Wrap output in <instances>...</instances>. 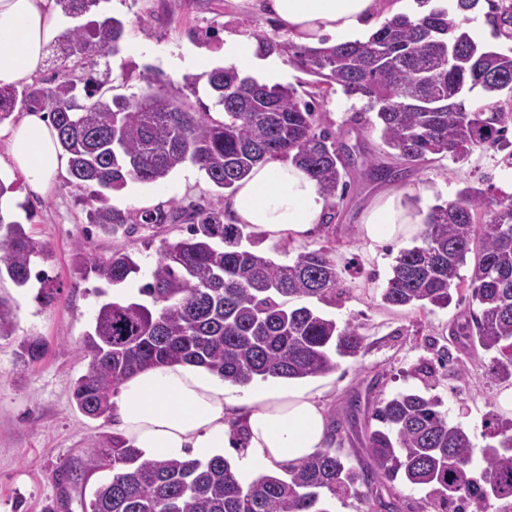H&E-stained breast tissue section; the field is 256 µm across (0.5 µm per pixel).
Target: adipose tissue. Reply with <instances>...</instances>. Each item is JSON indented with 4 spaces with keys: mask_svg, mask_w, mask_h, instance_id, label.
Here are the masks:
<instances>
[{
    "mask_svg": "<svg viewBox=\"0 0 512 512\" xmlns=\"http://www.w3.org/2000/svg\"><path fill=\"white\" fill-rule=\"evenodd\" d=\"M277 19L293 41L321 46L323 40L366 39L382 0H247ZM60 26L54 0H0V84L33 80L44 65L46 48ZM226 65L271 71L277 62L261 57L255 42L229 39ZM7 144L8 171L19 172L30 191L44 195L65 165L57 133L40 113L0 126ZM328 206L316 181L292 162L255 166L224 200L227 221L253 225L260 235L310 237ZM427 214L405 191L389 189L367 207L362 236L371 248L413 238ZM118 432L151 459L187 453L211 455L246 449L241 472L299 464L328 441L324 406L312 387L228 389L204 367L165 365L128 378L113 399Z\"/></svg>",
    "mask_w": 512,
    "mask_h": 512,
    "instance_id": "adipose-tissue-1",
    "label": "adipose tissue"
}]
</instances>
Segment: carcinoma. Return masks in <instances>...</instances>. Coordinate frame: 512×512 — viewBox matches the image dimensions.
Listing matches in <instances>:
<instances>
[{"instance_id": "1", "label": "carcinoma", "mask_w": 512, "mask_h": 512, "mask_svg": "<svg viewBox=\"0 0 512 512\" xmlns=\"http://www.w3.org/2000/svg\"><path fill=\"white\" fill-rule=\"evenodd\" d=\"M61 11L82 16L102 0H55ZM470 0L447 7L416 0L421 11L385 19L364 41L324 48L283 43L297 66L316 77L317 87H336L363 99L375 113L383 157L356 167L345 146L324 127L315 101L291 84H268L216 67L207 83L219 107L194 112L180 95L153 88L165 106L149 109L144 93L108 97L102 88L110 68L96 74L99 59L118 50L124 24L113 17L63 30L55 40L61 66L74 58L85 75L47 84L34 80L20 88L0 86V123L14 112H44L67 156V186L89 206L87 219L104 235L133 236L142 226L184 221L190 236L162 243L149 281L140 293L151 305L112 301L94 316L92 331L78 344L89 360L73 385L78 410L92 419L109 418L112 397L136 372L169 364H196L232 385L260 379L299 380L336 371L337 358H356L364 348L359 326H340L308 306L288 307L292 298L319 300L340 290L335 247L304 249L287 262L258 250V234L247 224H226L224 213L202 207H162L138 218L104 202V192L128 181L154 185L189 162L217 188L231 192L257 164L292 161L328 198L345 195L351 175L395 182L433 156L466 162L479 148L502 153L512 169V52L496 51L467 30ZM486 21L497 38L512 40V0H485ZM457 41V60L448 61V42ZM83 86H78V83ZM476 91L470 100L466 94ZM474 263L468 284L471 300L452 343L461 351L477 347L492 354L493 374L512 381V192L467 183L455 198L430 209L422 244L399 252L381 293L397 307H447L468 255ZM49 258L46 245L0 211V270L19 287L31 278L36 261ZM73 271L109 285L139 274L126 248L94 254L86 242L72 252ZM17 314L0 295V338L15 332ZM19 356L35 361L45 343L28 338ZM440 402L417 392L362 406L351 395L332 421L330 441L286 476L261 474L242 485L231 461L221 454L148 460L118 432L94 443L83 472L110 467L112 478L94 493L90 512H331L330 500L358 493L373 512H402L382 489L400 478L428 489L429 503L446 512L458 501L462 512H512V423H484L487 445L474 464L470 433L448 421ZM381 427L363 443L366 462L347 464L337 436L358 414Z\"/></svg>"}]
</instances>
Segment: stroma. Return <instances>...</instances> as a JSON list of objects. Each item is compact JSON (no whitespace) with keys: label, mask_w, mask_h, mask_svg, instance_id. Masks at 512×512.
I'll list each match as a JSON object with an SVG mask.
<instances>
[{"label":"stroma","mask_w":512,"mask_h":512,"mask_svg":"<svg viewBox=\"0 0 512 512\" xmlns=\"http://www.w3.org/2000/svg\"><path fill=\"white\" fill-rule=\"evenodd\" d=\"M88 17H115L125 25L118 52L108 58L113 94L128 96L161 78L179 87L186 106L196 111L214 105L206 80L198 79L192 90L184 86V76H196L197 56H207L214 68L224 63L227 38L252 40L260 34L277 43L290 40L273 18L241 6L238 0H101ZM319 105L323 125L339 144L380 154L381 140L368 124L370 114L363 100L325 89ZM483 177L499 187L512 184V172L504 170L500 155L477 150L464 164L446 157L433 159L400 181L399 187L428 209L454 199L465 183ZM66 179V174H59L44 196L20 190L12 195L14 219L50 250V259L37 262L35 268L60 293L55 305L45 307L37 299V280L21 288L10 279L0 280V293L13 297L18 315L14 336L0 339V512H45L63 495L68 505L62 512H89L93 490L111 478V470L95 471L75 483L55 481L62 467L81 469L95 436L113 429L112 422L88 418L73 403L72 384L87 370L77 345L103 303L140 300L139 288L148 280L162 241L187 235L182 224L145 227L130 240L102 235L88 223L87 207L67 187ZM383 188L380 182L352 180L345 197L328 207L332 223L292 244L299 251L334 241L344 291L322 301L309 298L305 304L337 323L355 322L364 338L357 358L341 360L336 372L321 377L322 401L332 416L341 413L355 393L373 401L404 391L437 397L449 421L471 433L473 457L481 459L486 445L484 418L512 420V410L503 409L498 401L504 384L491 376L490 358L481 350L463 355L465 380H457L451 368L440 367L437 351L447 344L461 305L412 309L382 302L401 246L395 243L372 252L361 237V223L366 207ZM107 202L134 214L174 204L220 211L224 193L187 164L158 185L128 183L122 191L110 193ZM78 240L89 242L98 253L116 247L132 250L142 268L140 276L124 288L98 293L94 279H79L71 270L72 247ZM32 334L41 337L47 349L40 359L26 363L18 355V344ZM425 366L434 368L435 376L423 375Z\"/></svg>","instance_id":"obj_1"}]
</instances>
